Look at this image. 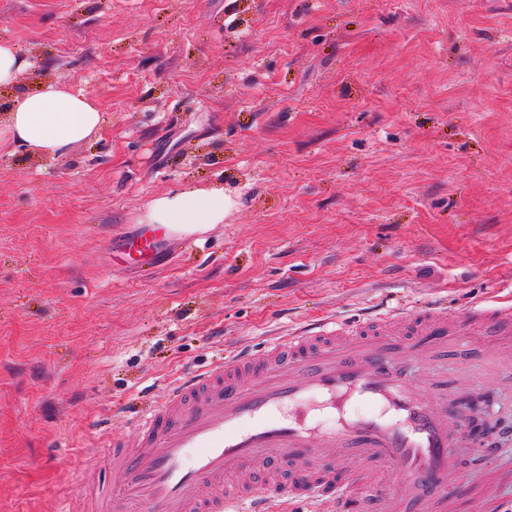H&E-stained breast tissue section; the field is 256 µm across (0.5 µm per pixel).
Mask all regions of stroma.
I'll return each mask as SVG.
<instances>
[{
    "instance_id": "35a3bbf8",
    "label": "stroma",
    "mask_w": 512,
    "mask_h": 512,
    "mask_svg": "<svg viewBox=\"0 0 512 512\" xmlns=\"http://www.w3.org/2000/svg\"><path fill=\"white\" fill-rule=\"evenodd\" d=\"M104 114L65 157L0 144V512L80 507L77 475L184 373L326 316L512 301V0H0ZM223 223L119 269L157 197ZM481 414L512 469V379ZM68 455V468L53 460Z\"/></svg>"
}]
</instances>
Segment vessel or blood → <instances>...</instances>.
<instances>
[{
	"label": "vessel or blood",
	"mask_w": 512,
	"mask_h": 512,
	"mask_svg": "<svg viewBox=\"0 0 512 512\" xmlns=\"http://www.w3.org/2000/svg\"><path fill=\"white\" fill-rule=\"evenodd\" d=\"M490 355L470 359L471 351ZM465 360L460 394L439 365ZM512 374V305L328 317L173 385L106 438L87 512H274L279 500L336 512H456L457 448L481 438L463 411ZM255 481L244 483L242 471ZM500 476L479 478L468 512H491Z\"/></svg>",
	"instance_id": "obj_1"
}]
</instances>
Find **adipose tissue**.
Returning a JSON list of instances; mask_svg holds the SVG:
<instances>
[{
    "mask_svg": "<svg viewBox=\"0 0 512 512\" xmlns=\"http://www.w3.org/2000/svg\"><path fill=\"white\" fill-rule=\"evenodd\" d=\"M102 125L95 101L58 79L13 102L0 122V142L14 141L38 156L58 159L94 138ZM231 205L223 189L185 188L154 199L143 221L177 236L189 235L223 223Z\"/></svg>",
    "mask_w": 512,
    "mask_h": 512,
    "instance_id": "1",
    "label": "adipose tissue"
}]
</instances>
